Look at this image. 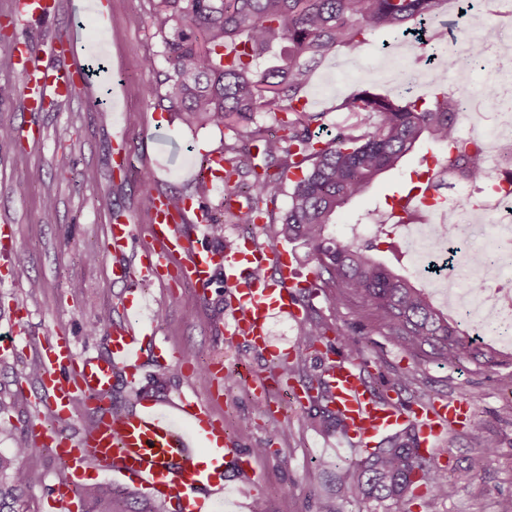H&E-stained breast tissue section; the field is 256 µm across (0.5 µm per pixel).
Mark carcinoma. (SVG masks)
I'll list each match as a JSON object with an SVG mask.
<instances>
[{
  "instance_id": "carcinoma-1",
  "label": "carcinoma",
  "mask_w": 512,
  "mask_h": 512,
  "mask_svg": "<svg viewBox=\"0 0 512 512\" xmlns=\"http://www.w3.org/2000/svg\"><path fill=\"white\" fill-rule=\"evenodd\" d=\"M438 0H155V14L165 45L168 69L156 94V106L181 116L190 127L223 126L261 143L262 164L254 155L227 161L224 185L246 193L249 216L263 213L261 205L284 191L285 146L298 147L310 166L292 185L288 209L268 247L299 242L316 263V279L335 289L336 305L351 308L374 322L400 349L443 365L464 363L477 367H503L478 342L440 313L424 288L374 254V246L337 239L329 225L338 211L363 198L383 175L401 167L404 158L425 149L445 150L436 159L443 172L478 177L480 167L468 168L461 157L467 148L456 142L454 112L448 94L427 101L420 94L393 91L382 94L359 88L336 105L355 121L323 139L321 114L297 106L311 76V64L341 51L358 55L366 36L378 32L405 35L413 26L435 18ZM176 21L178 25L169 26ZM498 24L487 21L474 38L461 31L463 48L448 50L450 62L460 68L486 67L497 46ZM255 112L277 114L288 136L267 135L249 128ZM316 129H311V125ZM250 180H245V177ZM437 188L436 177L397 185L385 196L386 208L366 213L365 219L386 225L410 224L419 218L424 192ZM326 330L308 321L300 350L317 351ZM336 342L351 356L367 364L356 332L336 330ZM304 386L317 390L309 401L331 412L332 393L324 372L307 376ZM37 449L22 440L10 457L0 456V512H26L27 490L37 473L22 460ZM348 493L378 502L401 501L416 485L433 496L448 494V470L418 453L410 430L391 436L352 467L338 475ZM83 512H166L164 501L109 484L83 488Z\"/></svg>"
}]
</instances>
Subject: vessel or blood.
Masks as SVG:
<instances>
[{
    "mask_svg": "<svg viewBox=\"0 0 512 512\" xmlns=\"http://www.w3.org/2000/svg\"><path fill=\"white\" fill-rule=\"evenodd\" d=\"M58 0H11L8 16L14 27L53 17ZM74 33L60 32L51 52L67 61L59 69L46 61L31 41L17 40L8 52L20 82L27 110L72 97L77 91L92 93L91 83L81 74L87 59L76 48ZM185 211L171 206L165 197L151 201L149 232L153 245L137 263H115L112 278L126 290L125 321L115 325L109 337V352L103 357L78 356L70 341L56 337L43 350L40 384L46 393L45 409L53 416L69 414L75 402L93 412L86 427L48 429L31 424L29 440L34 447L52 449L68 467L65 477L54 486L57 506L69 505L76 480L94 470L116 479L132 481L150 494L174 502L176 512H200L203 502H217L228 482L248 476L251 468L236 449L237 443L212 411L219 390L203 400L179 389L161 396L140 386L137 373L145 351L139 336L146 323L144 304L133 288L138 279L164 280L177 271L184 281L200 288L210 287L216 275H223L229 333L250 340L253 345L280 357L269 339L272 319L291 321L302 316L292 263L285 250L271 251L251 238L240 239L234 247L221 250L204 242L197 232L184 231ZM110 246L124 254L134 237L133 225L109 227ZM276 276H266V269ZM326 376L334 395L332 407L345 420V442L359 448L413 426L421 454L434 450L450 427L466 420L469 405L463 400H442L427 405L403 406L375 398L365 386L356 364L344 358L331 360ZM124 378L133 388L130 404L112 403V386ZM223 451V461L213 470L201 468V449Z\"/></svg>",
    "mask_w": 512,
    "mask_h": 512,
    "instance_id": "b4317fda",
    "label": "vessel or blood"
}]
</instances>
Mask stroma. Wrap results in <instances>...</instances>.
I'll list each match as a JSON object with an SVG mask.
<instances>
[{
  "instance_id": "stroma-1",
  "label": "stroma",
  "mask_w": 512,
  "mask_h": 512,
  "mask_svg": "<svg viewBox=\"0 0 512 512\" xmlns=\"http://www.w3.org/2000/svg\"><path fill=\"white\" fill-rule=\"evenodd\" d=\"M104 3L109 21H100L83 0H60L56 18L28 26L23 34L41 45L53 41L60 30L74 28L87 59L104 62L94 83L97 97L109 101L107 114L93 110L81 94L43 112L25 111L19 95L0 99V124H22L40 132L39 138L20 145L0 142V224L12 225L16 241L12 264L0 263V337L9 334L15 310L30 314L24 334L14 337V355L0 358V396L15 400L12 411L0 415L3 455L12 452L42 410L39 378L32 369L40 364L45 341L65 336L81 355L103 356L113 325L124 320V289L112 281L115 257L106 248L110 217H126L135 226L124 255L128 262L150 244L153 196L177 194L186 202L203 203L209 215L223 219V190L212 188L203 196L197 191L199 165L203 159L234 157L253 146L222 127L188 129L176 114L156 108L155 94L168 65L152 0ZM381 50V36H370L358 66L339 83L334 80L336 67L347 63V56L335 53L315 65L306 95L314 110L322 112L327 130L338 132L351 120L350 113L335 111L337 100L360 87L387 91L388 79L374 67ZM148 55L156 59L151 71L142 66ZM427 168L421 153L410 155L399 170L382 177L340 214L330 227L332 234L348 238L359 213L384 207L390 183L409 180L411 172ZM145 170L153 174L147 190L140 184ZM48 195L54 200L49 213L43 209ZM284 249L293 255V268L304 286L299 294L304 320L324 322L327 338L334 341L337 329L351 327L356 314L337 306L332 289H314L315 265L305 248L288 243ZM92 251L97 257L91 262L87 255ZM12 265L24 269V277L9 273ZM33 281L38 289H30ZM144 291L150 301L145 346H159L172 355L163 368L152 357L145 363L141 381L154 391L164 394L189 387L208 395L210 383L202 371L218 357L231 371L242 362L255 372L273 371L279 377L261 396L246 384L235 383L214 405L254 471L253 484L234 481L226 486L217 512H252L261 495L266 512H322L328 500L335 501L337 512H499L500 500L512 497L511 366L490 371L418 359L395 347L378 327L367 326L370 364L363 377L372 393H385L400 404L414 402L420 391L434 400L473 393L481 399L472 419L457 425L433 452L435 463L449 471L446 496L431 495L420 486L399 502L342 497L337 493L338 469L357 461L358 455L337 447L336 426L321 416L318 406L298 404L290 392L291 386H302L316 365L312 355L298 349L302 322H271L272 343L293 351L286 363L277 365L243 338L228 336L220 286H213L206 297L200 288L182 282L153 281ZM97 316L102 319L97 335H86L87 319ZM398 371L408 374L409 386L386 390ZM476 428L496 438L494 455L482 457L475 447L471 432ZM26 464L40 475L27 493L32 512H54L52 490L64 471L62 463L43 448ZM469 466L479 469V477L458 479L457 469Z\"/></svg>"
}]
</instances>
